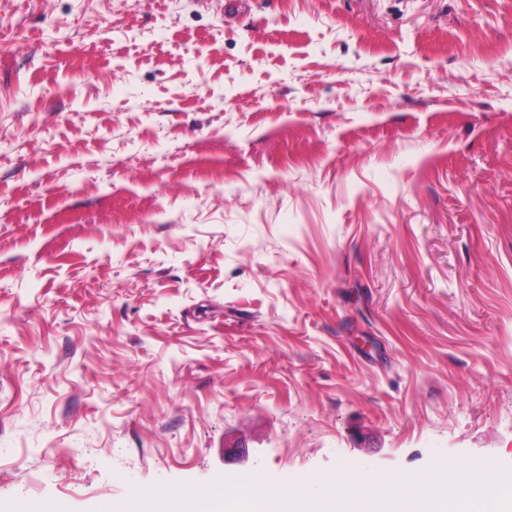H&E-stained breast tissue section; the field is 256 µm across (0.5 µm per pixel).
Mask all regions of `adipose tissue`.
Listing matches in <instances>:
<instances>
[{
    "instance_id": "ef3b65f1",
    "label": "adipose tissue",
    "mask_w": 512,
    "mask_h": 512,
    "mask_svg": "<svg viewBox=\"0 0 512 512\" xmlns=\"http://www.w3.org/2000/svg\"><path fill=\"white\" fill-rule=\"evenodd\" d=\"M374 512H458L468 504L469 512H512V483L502 482L489 469L463 471L447 478L440 487H432L412 474L384 476L370 490ZM198 502L199 512H267L264 494L254 491L247 496L212 489L189 493Z\"/></svg>"
}]
</instances>
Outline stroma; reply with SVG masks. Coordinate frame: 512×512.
<instances>
[{"label": "stroma", "instance_id": "35a3bbf8", "mask_svg": "<svg viewBox=\"0 0 512 512\" xmlns=\"http://www.w3.org/2000/svg\"><path fill=\"white\" fill-rule=\"evenodd\" d=\"M512 478V0H0V512Z\"/></svg>", "mask_w": 512, "mask_h": 512}]
</instances>
